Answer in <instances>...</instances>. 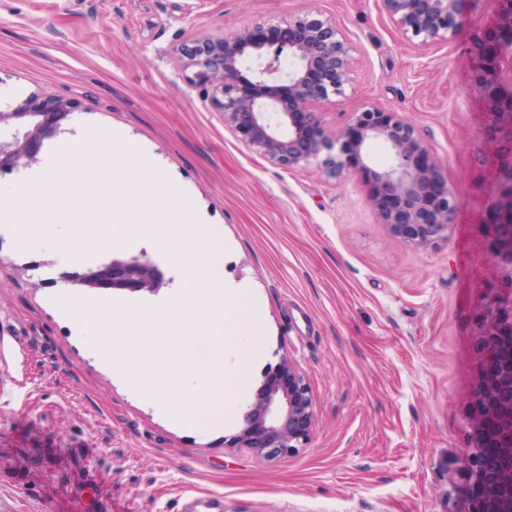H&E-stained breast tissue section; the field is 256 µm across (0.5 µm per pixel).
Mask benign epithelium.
<instances>
[{"label": "benign epithelium", "instance_id": "7a95c632", "mask_svg": "<svg viewBox=\"0 0 512 512\" xmlns=\"http://www.w3.org/2000/svg\"><path fill=\"white\" fill-rule=\"evenodd\" d=\"M481 0H382L405 38L417 46L448 42ZM495 25L474 32L476 88L487 115L495 182L480 231L489 242L499 280L477 302L480 373L475 407L477 447L465 453L468 512H512V0H495ZM193 81L206 86L240 141L282 167L317 162L330 179L366 169L368 200L383 223L407 244L448 240L456 203L431 149L400 112L366 107L345 127L327 131L317 106L346 96L351 47L336 23L296 16L275 26L254 22L179 48ZM288 60V68L282 61ZM71 101L40 102L35 95L0 110V175L37 161L44 141L62 132ZM387 145L390 164L369 167L368 144ZM161 269L146 255L115 259L93 271L88 287L156 292ZM315 397L295 363L280 357L243 414L233 447L276 458L305 448L315 425Z\"/></svg>", "mask_w": 512, "mask_h": 512}]
</instances>
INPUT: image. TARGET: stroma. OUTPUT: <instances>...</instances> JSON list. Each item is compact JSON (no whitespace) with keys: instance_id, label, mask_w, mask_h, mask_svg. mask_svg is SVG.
Returning a JSON list of instances; mask_svg holds the SVG:
<instances>
[{"instance_id":"35a3bbf8","label":"stroma","mask_w":512,"mask_h":512,"mask_svg":"<svg viewBox=\"0 0 512 512\" xmlns=\"http://www.w3.org/2000/svg\"><path fill=\"white\" fill-rule=\"evenodd\" d=\"M494 11L484 0L452 42L420 47L382 0H0V105L64 98L76 109L57 142L93 127L141 148L223 235L226 280L252 292L256 325L226 368L259 348L254 392L288 355L316 400L308 447L275 459L231 445L247 401L206 433L162 416L88 350L97 324L60 300L93 293L66 273L143 253L166 283L130 299H164L172 258L144 242L65 260V225L36 245L1 229L0 334L20 348L0 371L23 401L0 395V456L15 463L0 474V512H180L189 492L219 512H466L478 285L496 274L479 230L494 171L470 44ZM298 14L331 19L352 47L345 97L318 106L326 126L370 106L401 112L444 163L459 200L447 241L396 237L361 176L328 180L317 164L288 170L249 150L176 51Z\"/></svg>"}]
</instances>
